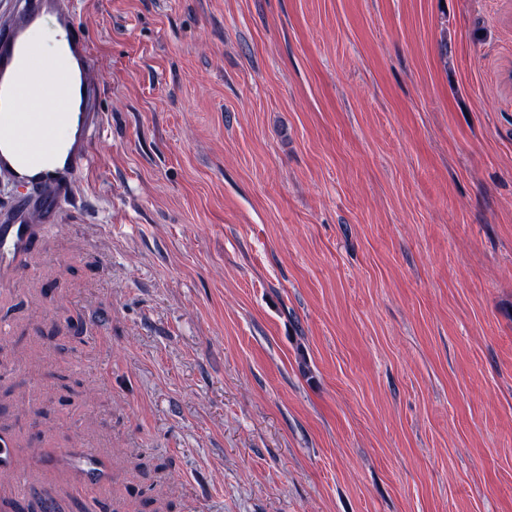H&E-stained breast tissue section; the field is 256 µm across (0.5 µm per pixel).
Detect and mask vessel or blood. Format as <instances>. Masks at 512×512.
Returning <instances> with one entry per match:
<instances>
[{
  "mask_svg": "<svg viewBox=\"0 0 512 512\" xmlns=\"http://www.w3.org/2000/svg\"><path fill=\"white\" fill-rule=\"evenodd\" d=\"M48 22L69 67L43 85H24V74L42 60L30 35ZM95 67L73 0H16L0 22V179L16 190L11 209L0 215L1 284L31 274L28 259L40 236L57 228L93 165L92 145L104 125ZM66 117L76 132L64 143L58 127Z\"/></svg>",
  "mask_w": 512,
  "mask_h": 512,
  "instance_id": "b4317fda",
  "label": "vessel or blood"
}]
</instances>
